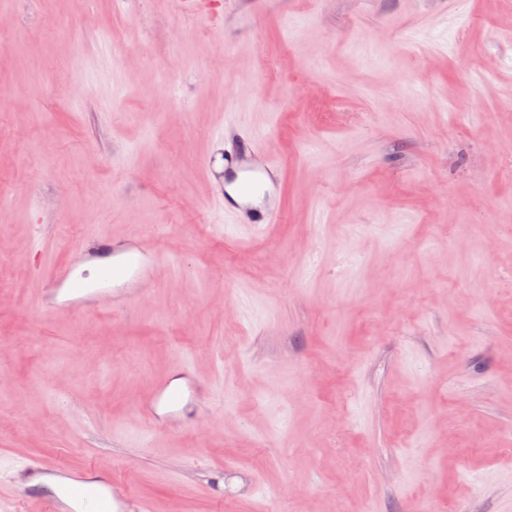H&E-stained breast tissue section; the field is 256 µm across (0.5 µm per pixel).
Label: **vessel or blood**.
Wrapping results in <instances>:
<instances>
[{
	"instance_id": "obj_1",
	"label": "vessel or blood",
	"mask_w": 512,
	"mask_h": 512,
	"mask_svg": "<svg viewBox=\"0 0 512 512\" xmlns=\"http://www.w3.org/2000/svg\"><path fill=\"white\" fill-rule=\"evenodd\" d=\"M214 140L220 150L207 154L203 164L209 172L220 165L235 174V195L227 205L234 223L247 225L252 233L280 223L279 209L255 196L257 185L276 186L279 175L277 161L259 151L256 133L222 125ZM156 261V253L139 236L118 238L91 231L70 262L46 273L36 292L37 307L51 314L130 306L149 292ZM203 389L188 367H181L174 377L156 383L139 412L156 429L175 428L198 406ZM16 489L42 503L47 512H134L133 492L91 466L75 470L33 457L23 467Z\"/></svg>"
}]
</instances>
